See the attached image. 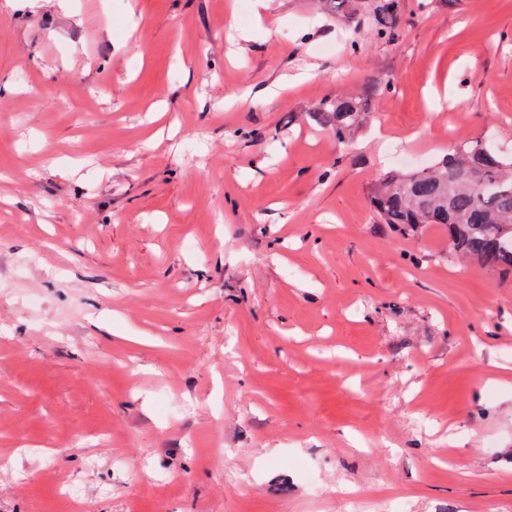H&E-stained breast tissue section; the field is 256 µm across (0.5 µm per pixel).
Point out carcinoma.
Returning <instances> with one entry per match:
<instances>
[{"instance_id": "cac0c4a2", "label": "carcinoma", "mask_w": 512, "mask_h": 512, "mask_svg": "<svg viewBox=\"0 0 512 512\" xmlns=\"http://www.w3.org/2000/svg\"><path fill=\"white\" fill-rule=\"evenodd\" d=\"M317 9L361 24L375 35H395L401 0H316ZM374 91L322 99L304 113L331 132L336 143L353 144L368 123ZM381 220L404 236L431 224L448 228V249L482 265L512 271V158L492 154L480 141L454 147L430 166L380 173L368 188Z\"/></svg>"}]
</instances>
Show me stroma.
<instances>
[{
	"instance_id": "obj_1",
	"label": "stroma",
	"mask_w": 512,
	"mask_h": 512,
	"mask_svg": "<svg viewBox=\"0 0 512 512\" xmlns=\"http://www.w3.org/2000/svg\"><path fill=\"white\" fill-rule=\"evenodd\" d=\"M356 37L308 0H0V512H512V273L367 198L512 157V0ZM390 78L355 146L302 120Z\"/></svg>"
}]
</instances>
